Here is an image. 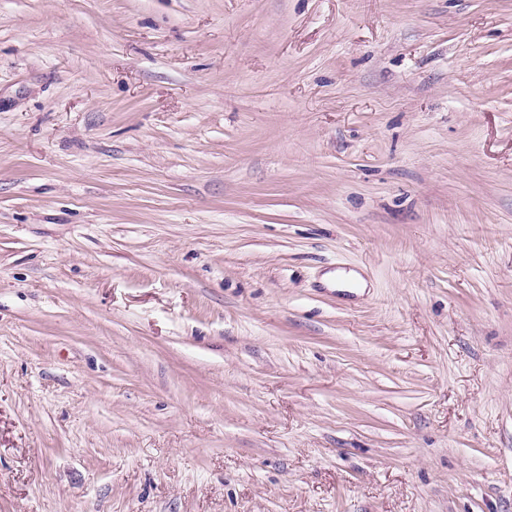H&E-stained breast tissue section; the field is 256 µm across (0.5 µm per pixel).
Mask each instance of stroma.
<instances>
[{"mask_svg": "<svg viewBox=\"0 0 512 512\" xmlns=\"http://www.w3.org/2000/svg\"><path fill=\"white\" fill-rule=\"evenodd\" d=\"M0 512H512V0H0Z\"/></svg>", "mask_w": 512, "mask_h": 512, "instance_id": "1", "label": "stroma"}]
</instances>
